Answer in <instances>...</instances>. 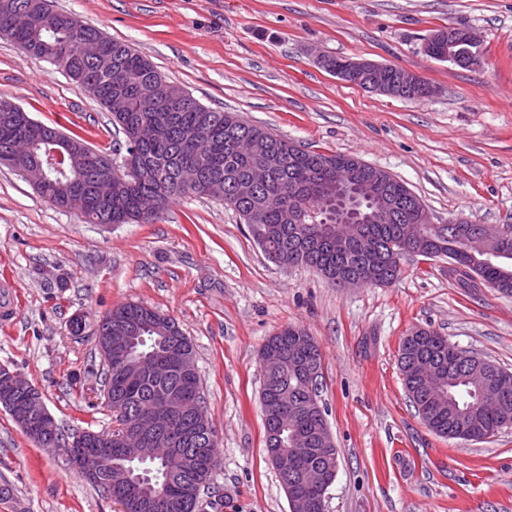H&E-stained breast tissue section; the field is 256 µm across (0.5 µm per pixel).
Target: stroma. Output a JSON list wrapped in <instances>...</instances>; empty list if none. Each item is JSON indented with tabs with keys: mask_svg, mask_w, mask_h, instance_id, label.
Instances as JSON below:
<instances>
[{
	"mask_svg": "<svg viewBox=\"0 0 512 512\" xmlns=\"http://www.w3.org/2000/svg\"><path fill=\"white\" fill-rule=\"evenodd\" d=\"M131 45L201 104L310 151L357 157L407 183L434 223L512 224V0H51ZM441 25L479 37L480 63L425 56ZM410 69L437 89L403 100L344 84L317 56ZM0 94L43 124L107 152L111 117L65 74L0 37ZM67 279L51 287L52 275ZM0 364L39 389L62 429L115 428L92 332L139 302L194 344L207 413L220 432L210 501L223 512H291L264 445V341L307 329L323 353L321 400L338 451L329 512H512V427L445 440L410 405L397 365L410 328L430 327L512 371V296L463 290L448 263L406 259L386 286L339 288L270 261L223 200L190 196L151 224L86 223L0 163ZM82 317L85 330L69 324ZM0 512H121L61 451L35 446L0 407Z\"/></svg>",
	"mask_w": 512,
	"mask_h": 512,
	"instance_id": "stroma-1",
	"label": "stroma"
}]
</instances>
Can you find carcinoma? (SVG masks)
Returning a JSON list of instances; mask_svg holds the SVG:
<instances>
[{"label": "carcinoma", "mask_w": 512, "mask_h": 512, "mask_svg": "<svg viewBox=\"0 0 512 512\" xmlns=\"http://www.w3.org/2000/svg\"><path fill=\"white\" fill-rule=\"evenodd\" d=\"M37 22L22 29L8 25L7 16L16 10L30 8L33 0H0V36L11 39L28 54L44 59L59 69L85 92L99 102L112 116V125L125 137V155L136 156L138 173L126 172L123 161L93 148L80 136L67 135L61 130L34 123L17 129L4 121V114L13 102L0 96V155L16 171H21L34 158L47 162V177L37 188L43 198L57 207L74 209L91 224H152L166 206L183 196L207 195V183L220 178L227 197L224 205L236 211L246 224L251 213H262L267 233L263 251L288 254L292 266L308 265L306 253L314 250L312 269L323 275L327 271L357 272L377 264L383 274L394 280L400 272L391 270V250L397 247L405 225L420 220L421 201L398 178L388 186V195L398 204V220L394 224H360L346 247L321 240L314 235L317 224L306 216L304 224H283L279 207L288 202V194L297 189L306 192L304 202L318 204L312 187L336 180L340 170L355 179L368 173L342 153H320L298 147L293 142L262 127L241 119L233 112L204 106L185 92L178 100L160 99L149 105L142 101L138 87L145 81L170 85L146 58L129 45L113 40L98 28L84 23L69 24V13L56 11L49 0H41ZM242 135L260 138L259 149L278 156L269 181L258 188L251 198L238 200L234 185L244 180L256 157L242 156L234 149L235 140ZM68 150L71 159L56 162L54 152ZM112 162V173L118 183L108 203L97 201L91 186L102 162ZM194 166L202 176L193 187L180 181V171ZM479 228L477 224H456L455 239L451 242L428 234L430 249L442 254L453 267L449 275L461 288L486 285L505 294H512V261L492 258L474 267L467 251V235ZM112 323L139 326L134 354H147L168 341L185 354L195 358L194 346L178 323L171 317L139 303H126L112 308L104 315ZM476 360L478 354L458 349L448 338L435 330L413 336L404 335L398 345V366L409 400L423 424L440 438L456 440L473 432L496 436L506 419H512V393L493 401L482 398L479 388L458 370L459 355ZM272 383L274 391L261 390L265 435L278 428L270 402L275 393L287 391L297 403L303 404L319 389V378L307 373L306 357L288 352V364L278 373H262V383ZM164 388L186 391L195 403H204L199 373L187 380L174 371L164 378L140 376L130 378L117 368H105L103 389L112 393L129 392L139 398L137 406L115 412L119 428L147 408L154 394ZM179 424L189 428L193 442L185 452L173 457L143 460H120L105 469L93 485L98 491L120 504L122 512H144L145 499L153 493L182 491L197 498L205 492L213 472L219 465L208 415L190 412L177 417ZM323 416L302 415L288 421L282 436L290 439L304 433L326 430Z\"/></svg>", "instance_id": "cac0c4a2"}]
</instances>
